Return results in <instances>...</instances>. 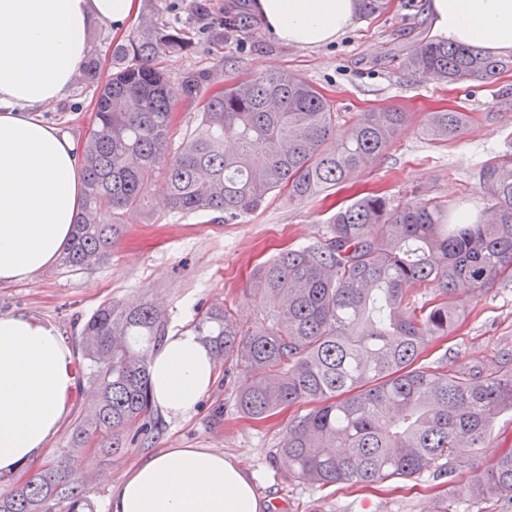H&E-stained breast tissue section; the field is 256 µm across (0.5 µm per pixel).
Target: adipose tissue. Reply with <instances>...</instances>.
Instances as JSON below:
<instances>
[{
	"label": "adipose tissue",
	"instance_id": "1",
	"mask_svg": "<svg viewBox=\"0 0 512 512\" xmlns=\"http://www.w3.org/2000/svg\"><path fill=\"white\" fill-rule=\"evenodd\" d=\"M285 43L319 47L354 22L357 0H256ZM139 0H0V284L26 281L69 242L82 204L73 141L38 119L61 100L91 55L90 32L116 34ZM444 40L512 54V0H428ZM155 405L193 414L216 380L209 350L188 329L151 356ZM77 387L73 351L58 330L25 315L0 317V478L25 476L47 449ZM250 477L207 448H162L113 490L107 512H263Z\"/></svg>",
	"mask_w": 512,
	"mask_h": 512
}]
</instances>
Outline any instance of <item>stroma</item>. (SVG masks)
I'll return each mask as SVG.
<instances>
[{
    "label": "stroma",
    "mask_w": 512,
    "mask_h": 512,
    "mask_svg": "<svg viewBox=\"0 0 512 512\" xmlns=\"http://www.w3.org/2000/svg\"><path fill=\"white\" fill-rule=\"evenodd\" d=\"M235 0H154L159 21L183 26L192 50L168 61L175 106L171 144L179 146L197 124L194 105L181 97L180 78L206 67L222 72L231 84L255 73L280 69L301 75L317 87L335 112L349 117L393 107L409 112L412 122L395 137L386 154L356 173L350 182L303 202L271 194L258 209L227 222L216 213L181 214L158 204V187L144 193V208L127 219L109 261L87 272L52 264L26 282L0 286V316L24 314L54 325L77 345L83 322L103 302L146 299L158 304L169 329L192 327L200 311L231 306L251 320L263 303L247 289L252 267L278 250L304 245L322 236L338 205L379 190L394 204L437 197L448 204L481 206L474 169L512 153V70L492 79L440 84L402 67L416 45L433 39L427 0H389L377 14L357 16L336 41L304 48L278 39L259 14L250 27L217 42L225 11ZM466 112L470 121L457 137L433 141L421 128L428 113ZM89 94L71 87L67 97L39 112L44 123L70 134L83 146L92 122ZM457 329L429 349L426 363L437 367L463 361L487 366L512 354V288L497 286L464 296ZM240 374L217 376L198 410L187 418L158 413L157 432L113 454L97 442L70 448L75 419L93 398L80 381L58 432L48 443L46 460L69 454L84 478L92 512H105L113 488L145 455L168 446L209 448L235 460L255 480L264 512H437L440 502L464 506L474 466L486 465L502 449L512 448V413L494 428V441L474 465L457 469L452 480H394L377 488L303 482L289 478L271 456L300 408L272 418L251 420L236 408Z\"/></svg>",
    "instance_id": "1"
}]
</instances>
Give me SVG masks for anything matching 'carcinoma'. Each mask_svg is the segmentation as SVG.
<instances>
[{
    "instance_id": "carcinoma-1",
    "label": "carcinoma",
    "mask_w": 512,
    "mask_h": 512,
    "mask_svg": "<svg viewBox=\"0 0 512 512\" xmlns=\"http://www.w3.org/2000/svg\"><path fill=\"white\" fill-rule=\"evenodd\" d=\"M191 50L184 29L147 11L127 39L107 47L108 79L96 55L78 73L93 121L81 154L84 206L60 267L81 272L108 260L120 218L141 212L152 183L171 211L233 220L274 191L301 201L344 184L385 155L410 120L381 108L339 129L323 94L296 73L266 70L226 86L210 69L190 70L182 92L200 117L172 154L163 61ZM404 62L448 84L512 69V59L439 41L420 43ZM467 123L464 112H431L424 131L446 140ZM477 180L486 206L473 224L451 223L448 205L433 198L394 208L368 193L340 207L322 237L254 267L250 292L273 302L264 314L244 323L212 306L196 319L193 331L216 363L244 372L236 394L243 415L262 420L312 406L288 423L273 453L289 476L361 487L441 477L460 467L462 449L473 456L488 447L498 418L512 411V357L495 368L422 363L459 324L462 294L512 283V155L480 166ZM167 333L165 312L147 300L104 302L89 316L79 349L94 399L72 447L97 439L120 452L128 428H157L149 360ZM488 500L512 509V448L476 471L467 512H483ZM87 508L84 480L65 455L0 494V512Z\"/></svg>"
}]
</instances>
